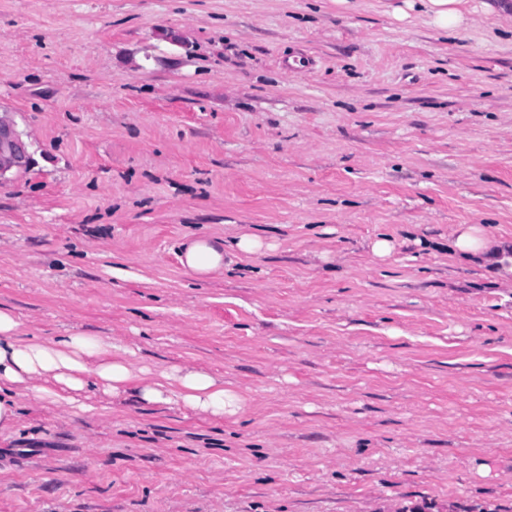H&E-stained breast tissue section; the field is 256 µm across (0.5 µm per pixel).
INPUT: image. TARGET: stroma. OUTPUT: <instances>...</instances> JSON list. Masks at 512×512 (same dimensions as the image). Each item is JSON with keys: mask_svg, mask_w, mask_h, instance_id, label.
Segmentation results:
<instances>
[{"mask_svg": "<svg viewBox=\"0 0 512 512\" xmlns=\"http://www.w3.org/2000/svg\"><path fill=\"white\" fill-rule=\"evenodd\" d=\"M388 4L0 0V309L242 399L26 397L0 512H512V288L448 252L512 240V24ZM401 4L390 5L392 15L398 20L410 17V11L417 10L437 29L459 30L466 28L470 21L465 2L469 0H398ZM418 7V9H416ZM29 156L25 143L16 133L8 113L0 116V181L14 170L25 168ZM183 246L182 265L193 274L204 276L224 267V245L220 240L193 239Z\"/></svg>", "mask_w": 512, "mask_h": 512, "instance_id": "1", "label": "stroma"}]
</instances>
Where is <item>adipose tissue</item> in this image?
I'll return each mask as SVG.
<instances>
[{
	"label": "adipose tissue",
	"mask_w": 512,
	"mask_h": 512,
	"mask_svg": "<svg viewBox=\"0 0 512 512\" xmlns=\"http://www.w3.org/2000/svg\"><path fill=\"white\" fill-rule=\"evenodd\" d=\"M465 2L400 0L391 13L404 20L416 10L435 28L459 30L470 23ZM450 246L455 256L512 282V244L490 239L481 225H460ZM181 263L199 276L218 271L224 266V245L217 239L191 240L183 246ZM133 381L138 384L139 400L149 404H175L214 417L235 414L241 404L240 397L225 388L223 379L209 373L188 367L138 369L125 349L93 336H27L11 312L0 310V430L16 423L26 393H36L49 404L73 406L81 404L91 390L123 397Z\"/></svg>",
	"instance_id": "1"
}]
</instances>
